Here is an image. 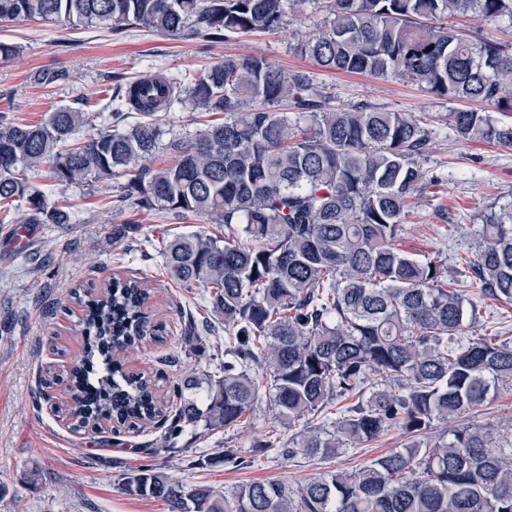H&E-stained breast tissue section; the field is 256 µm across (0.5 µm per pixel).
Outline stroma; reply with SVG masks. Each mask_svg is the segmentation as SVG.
Here are the masks:
<instances>
[{
  "mask_svg": "<svg viewBox=\"0 0 512 512\" xmlns=\"http://www.w3.org/2000/svg\"><path fill=\"white\" fill-rule=\"evenodd\" d=\"M311 29L310 22L289 14L275 32L207 43L135 28L110 32L75 29L66 21L10 22L0 28V39L18 45L20 53L0 60V112L36 122L87 97L109 98L118 84L156 72L177 78L197 73L227 55L262 57L286 71H307L315 91L335 106L366 102L386 112L425 118L432 141L422 166L447 172L451 179L417 201L398 243L413 257L454 263L470 248L474 214L491 203L512 200V147L458 141L448 127L453 102L422 84L322 69L294 50ZM45 69L66 70L69 83L39 85L37 75ZM30 181L50 199L66 196L73 210L71 223L31 225L33 240L20 251L14 245L16 212L0 206V512H169L160 499L122 490L123 474L150 465L184 485L228 495L248 482H283L295 488L327 471H354L406 446L408 435L394 430L330 459H286L281 447L299 436L304 425L282 423L265 390L230 429H187L165 443L154 424L132 431L73 432L70 400L62 389H55L50 401L35 399L41 374L48 369L64 373L81 350L78 307L68 289L99 287L118 278L147 284L150 305L167 331L162 341L136 350L127 369L152 377L158 396L168 398L185 371L207 370L223 358L224 339L203 330L207 313L202 289L171 280L159 249L177 234L221 236L226 228L204 218L120 206L109 181L63 193L47 171L32 173ZM117 224H135L139 231L116 243L112 228ZM452 224L459 225V232L449 233ZM466 294L477 300V333L512 340V304L477 297L471 288ZM464 421L512 442V385L500 387ZM258 439L272 446L255 458L251 447ZM224 450L243 458V465L208 463V455Z\"/></svg>",
  "mask_w": 512,
  "mask_h": 512,
  "instance_id": "35a3bbf8",
  "label": "stroma"
}]
</instances>
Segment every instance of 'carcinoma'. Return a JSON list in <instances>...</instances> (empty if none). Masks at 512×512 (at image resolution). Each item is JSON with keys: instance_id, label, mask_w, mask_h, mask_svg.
I'll return each instance as SVG.
<instances>
[{"instance_id": "1", "label": "carcinoma", "mask_w": 512, "mask_h": 512, "mask_svg": "<svg viewBox=\"0 0 512 512\" xmlns=\"http://www.w3.org/2000/svg\"><path fill=\"white\" fill-rule=\"evenodd\" d=\"M317 0H0V23L60 21L204 42L275 31L286 13ZM325 18L295 46L319 66L380 78L398 75L450 101L512 112V53L478 40L457 18H512V0H322ZM47 69L43 86L66 82ZM188 106L224 120L162 141L158 113ZM111 122L78 142L81 107L63 106L39 123L0 113V205L18 224H69L71 212L29 182L41 167L65 191L116 181L130 208L210 218L239 231L190 233L165 242L170 277L209 293L224 328V359L174 384L171 406L125 354L157 341L165 323L134 279L71 295L86 337L66 386L72 429L136 427L155 419L169 432H210L241 422L270 385L279 417L293 425L336 408L334 429L306 427L289 459L331 458L400 429L413 437L450 423L446 442H413L353 472L328 471L293 489L251 482L223 496L187 487L151 467L123 477L130 494L166 502L170 512H512V453L502 439L462 422L498 385L512 383V343L475 336L464 289L512 303V201L492 204L474 251L460 258L463 280L435 258L397 247L417 197L443 182L420 160L431 143L424 120L361 103L338 109L317 96L305 71L261 57L226 56L176 81L157 75L112 88ZM139 120L129 124L128 114ZM458 140L512 147V122L456 108ZM172 161L154 166L159 151Z\"/></svg>"}]
</instances>
